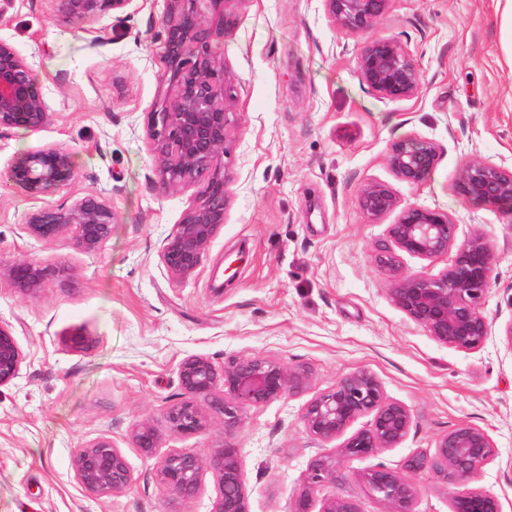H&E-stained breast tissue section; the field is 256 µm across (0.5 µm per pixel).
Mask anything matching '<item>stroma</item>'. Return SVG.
<instances>
[{
  "instance_id": "obj_1",
  "label": "stroma",
  "mask_w": 512,
  "mask_h": 512,
  "mask_svg": "<svg viewBox=\"0 0 512 512\" xmlns=\"http://www.w3.org/2000/svg\"><path fill=\"white\" fill-rule=\"evenodd\" d=\"M165 0L130 15H107L87 34L59 20L52 0H0V39L34 67L54 121L38 132L0 136V169L47 143L67 148L75 175L51 204L101 194L118 212L111 238L87 253L64 237L44 244L23 224L35 203L0 184V266L50 262L70 274L23 296L0 275V321L24 354L17 378L0 387V512H214L211 471L188 500H166L156 460L228 441L243 460L250 512H294L310 463L328 458L334 481L311 492V512L343 497L360 512L382 506L363 480L385 466L403 472L415 453L467 423L495 447L473 487L512 512V215L463 201L453 190L460 164L478 155L512 168V50L497 0H390L378 34L399 39L422 75L408 100L380 97L364 84L354 56L360 34L340 29L322 0H236L224 35V66L238 82L236 129L224 162L229 198L224 228L198 272L173 281L159 250L194 204L189 187L162 193L143 120L163 94V49L156 35ZM100 44H93V37ZM420 136L440 156L413 187L391 173V142ZM388 183L402 203L452 214L459 238L483 231L496 267L482 312L491 335L465 352L435 341L395 307L375 253L387 221H370L357 202L369 182ZM244 248L234 274L228 252ZM81 331L82 350L65 343ZM216 365L265 356L304 367L303 392L241 410L225 433L221 418L191 437L169 433L165 412L179 401L176 368L190 355ZM368 369L413 424L395 448L341 457L340 441L311 437L306 404L345 375ZM150 420L161 440L154 458L133 447L134 424ZM113 439L133 474L129 490L87 494L73 455Z\"/></svg>"
}]
</instances>
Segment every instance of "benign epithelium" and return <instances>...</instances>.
Masks as SVG:
<instances>
[{
    "instance_id": "7a95c632",
    "label": "benign epithelium",
    "mask_w": 512,
    "mask_h": 512,
    "mask_svg": "<svg viewBox=\"0 0 512 512\" xmlns=\"http://www.w3.org/2000/svg\"><path fill=\"white\" fill-rule=\"evenodd\" d=\"M53 2L57 17L81 28L110 12L128 13L135 0ZM166 2L159 39L168 86L164 98L146 113L145 131L161 191L197 188L195 205L174 225L159 251L170 278L184 282L197 274L224 228L228 201L224 156L235 128L237 97V79L224 68V32L236 24L231 9L235 0H207L209 18L198 11V0ZM323 2L339 27L363 33L384 19L390 0ZM354 60L362 81L382 98L411 99L421 89L419 67L395 38H370ZM53 120L54 112L35 82L32 65L0 40V134L17 128L38 131ZM438 157L433 141L413 136L390 144L387 164L397 180L419 187ZM73 176L70 151L56 144L16 154L3 173L12 188L32 200L55 193ZM454 191L466 202L496 206L512 214V168L472 156L459 166ZM357 201L372 221L397 214L389 225L387 243L375 255L378 267L389 278L391 302L437 342L468 352L482 349L491 327L481 305L495 267L487 236L476 231L457 242L458 224L451 214L404 205L383 182L362 186ZM117 221V211L104 196L86 195L68 205L39 206L26 214L24 226L39 242L52 243L71 235L80 250L94 252L111 237ZM402 254L428 260L447 257L449 262L435 275L408 274L400 269ZM8 275L28 297L49 279L69 281L65 269L30 261L13 263ZM22 362L12 326L0 322V386L18 376ZM176 374L181 400L167 408L165 418L170 432L182 437L205 431L215 416L224 421V431L231 432L240 425V408L299 393L309 381L305 369L262 356L230 359L218 367L204 355H190L179 362ZM363 416L371 417V423L343 442L345 457H369L395 448L406 439L413 423L409 410L388 399L368 369L346 375L332 389L313 397L302 420L310 436L329 443ZM130 439L143 456L152 458L160 434L150 421L142 420L132 427ZM494 452L485 430L462 424L438 438L433 454L410 457L406 468L415 474L429 473L453 490L451 512H504L501 500L493 494L477 488L458 490L475 478ZM73 466L78 483L90 494H120L133 483L124 451L107 437L77 449ZM206 469L220 487L215 512H250L241 454L231 443L224 442L205 455L173 451L159 460L156 475L166 497L188 499L197 494ZM333 478L327 460H313L309 489L301 494L296 512H309L310 489ZM363 478L378 495L381 512H415V487L409 479L383 466L369 470ZM319 512L359 510L352 501L335 496L325 499Z\"/></svg>"
}]
</instances>
